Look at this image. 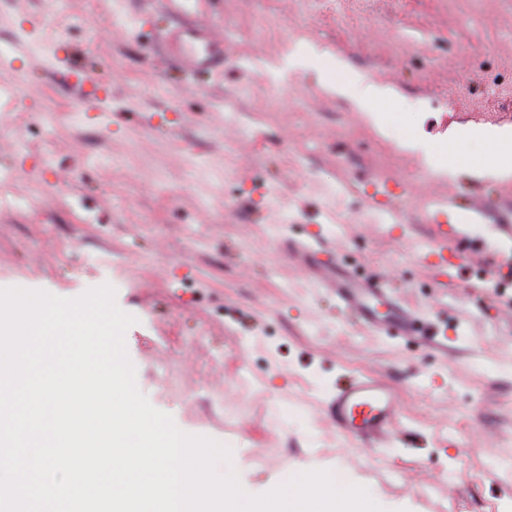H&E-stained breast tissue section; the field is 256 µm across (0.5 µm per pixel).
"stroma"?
<instances>
[{
	"label": "stroma",
	"mask_w": 512,
	"mask_h": 512,
	"mask_svg": "<svg viewBox=\"0 0 512 512\" xmlns=\"http://www.w3.org/2000/svg\"><path fill=\"white\" fill-rule=\"evenodd\" d=\"M102 75L85 112L40 54L32 18ZM223 71L184 76L164 0H0V289L74 299L108 285L136 319V384L185 434L231 451L250 496L342 471L382 512L512 507V309L497 271L512 182L437 171L419 152L474 125L512 127V0H204ZM341 60L397 97L378 113L330 93ZM453 199L455 208L437 203ZM446 236L455 280L411 242ZM316 249L446 321L448 347L378 335L314 283ZM359 373L390 381L401 428L371 451L322 413Z\"/></svg>",
	"instance_id": "1"
}]
</instances>
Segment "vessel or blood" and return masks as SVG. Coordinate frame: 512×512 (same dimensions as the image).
I'll use <instances>...</instances> for the list:
<instances>
[{
    "instance_id": "obj_1",
    "label": "vessel or blood",
    "mask_w": 512,
    "mask_h": 512,
    "mask_svg": "<svg viewBox=\"0 0 512 512\" xmlns=\"http://www.w3.org/2000/svg\"><path fill=\"white\" fill-rule=\"evenodd\" d=\"M165 50L185 72L204 75L223 63L224 38L211 24L194 21L169 29L165 35ZM96 85L92 75L82 72L72 82L71 87L83 108H96ZM313 277L335 288L346 308L369 326L406 336L422 335L417 320L369 277L343 266L333 271L316 268ZM326 413L339 435L367 444L398 426L399 397L387 381L355 377L337 386Z\"/></svg>"
}]
</instances>
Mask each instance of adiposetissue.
I'll return each instance as SVG.
<instances>
[{
	"mask_svg": "<svg viewBox=\"0 0 512 512\" xmlns=\"http://www.w3.org/2000/svg\"><path fill=\"white\" fill-rule=\"evenodd\" d=\"M324 63L336 72L333 91L354 99L365 111H375L378 104L392 99V89L369 82L364 75L347 69L342 61L328 57ZM423 152L428 156L440 155L446 172L463 170L501 180L512 178L511 128L479 126L458 130L447 142L424 147Z\"/></svg>",
	"mask_w": 512,
	"mask_h": 512,
	"instance_id": "obj_1",
	"label": "adipose tissue"
}]
</instances>
